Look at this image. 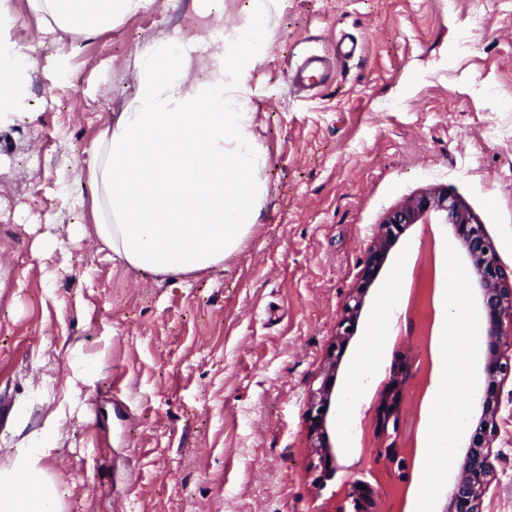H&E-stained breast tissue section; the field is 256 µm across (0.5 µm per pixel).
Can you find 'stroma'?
I'll list each match as a JSON object with an SVG mask.
<instances>
[{
  "label": "stroma",
  "mask_w": 512,
  "mask_h": 512,
  "mask_svg": "<svg viewBox=\"0 0 512 512\" xmlns=\"http://www.w3.org/2000/svg\"><path fill=\"white\" fill-rule=\"evenodd\" d=\"M4 36L34 47L25 88L35 119L0 126V467L55 447L45 466L65 512H336L309 470L307 408L343 302L376 224L429 186L461 200L512 269V11L492 0H288L247 80L252 132L268 157L263 203L223 267L188 277L113 259L92 224L88 149L134 94L135 51L184 32L204 0H156L97 38L39 45L27 0ZM354 47L330 82L293 84L303 55ZM466 256L441 225L401 236L366 300L336 377L338 461L359 441L346 397L364 398L356 359L392 325L379 297L405 276L422 237ZM66 249L45 248L48 240ZM41 259H34V250ZM90 374L74 402L73 368ZM486 512H512V384L501 393ZM65 418L53 423L57 409ZM472 433L435 437L412 486L441 512L439 458Z\"/></svg>",
  "instance_id": "obj_1"
}]
</instances>
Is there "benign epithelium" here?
Masks as SVG:
<instances>
[{"instance_id":"7a95c632","label":"benign epithelium","mask_w":512,"mask_h":512,"mask_svg":"<svg viewBox=\"0 0 512 512\" xmlns=\"http://www.w3.org/2000/svg\"><path fill=\"white\" fill-rule=\"evenodd\" d=\"M415 224H440L457 240L469 261L485 322L484 391L475 399L478 414L474 431L448 483L443 512H484L485 498L496 483L491 461L499 438L498 395L512 379V270L500 261L483 225L475 222L464 204L440 187L412 195L390 210L374 230L358 282L347 295L336 326V341L327 353L323 379L309 397L308 441L314 461V482L325 488L337 481L338 512H383L381 476L397 472L410 480L416 448L408 440V393L422 383L406 353L397 348L388 373L374 387L364 407L372 431L362 453L372 458L374 474L338 463L331 440L335 380L344 353L358 331L366 297L401 235ZM365 485L366 489L359 488Z\"/></svg>"}]
</instances>
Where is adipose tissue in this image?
<instances>
[{"label": "adipose tissue", "mask_w": 512, "mask_h": 512, "mask_svg": "<svg viewBox=\"0 0 512 512\" xmlns=\"http://www.w3.org/2000/svg\"><path fill=\"white\" fill-rule=\"evenodd\" d=\"M155 0H28L44 34L92 38L150 9ZM282 0H247L236 38L219 39L224 0H208L193 36L157 38L136 52L131 102L89 148L95 237L142 271L183 275L223 266L248 235L264 193L268 159L251 131L246 82ZM30 54L0 47V122L19 116ZM434 303L444 321L435 379L426 400L430 432L456 433L446 418L447 386L472 390L480 348L464 289L449 287L443 264ZM44 447L20 451L0 469V512H64L66 494L42 462Z\"/></svg>", "instance_id": "obj_1"}]
</instances>
